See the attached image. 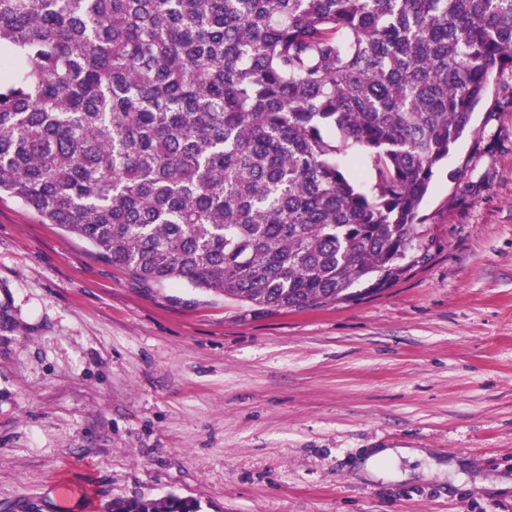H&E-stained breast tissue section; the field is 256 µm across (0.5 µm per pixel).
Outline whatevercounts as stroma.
Wrapping results in <instances>:
<instances>
[{
    "label": "stroma",
    "mask_w": 512,
    "mask_h": 512,
    "mask_svg": "<svg viewBox=\"0 0 512 512\" xmlns=\"http://www.w3.org/2000/svg\"><path fill=\"white\" fill-rule=\"evenodd\" d=\"M471 125L424 259L321 309L142 285L0 198V512H512L511 72ZM401 457H409V456H425L424 452L419 450H413L410 448H383L377 450L373 454H371L368 459L364 463V469L370 473H375L376 464L381 461H389L392 463H396ZM105 512H200L193 500L169 494L160 499L114 500Z\"/></svg>",
    "instance_id": "obj_1"
}]
</instances>
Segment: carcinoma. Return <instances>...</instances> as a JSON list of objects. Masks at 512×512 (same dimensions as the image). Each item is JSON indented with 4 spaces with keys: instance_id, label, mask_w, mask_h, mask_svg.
Here are the masks:
<instances>
[{
    "instance_id": "obj_1",
    "label": "carcinoma",
    "mask_w": 512,
    "mask_h": 512,
    "mask_svg": "<svg viewBox=\"0 0 512 512\" xmlns=\"http://www.w3.org/2000/svg\"><path fill=\"white\" fill-rule=\"evenodd\" d=\"M507 70L512 0H0V194L146 285L342 303L405 273Z\"/></svg>"
}]
</instances>
